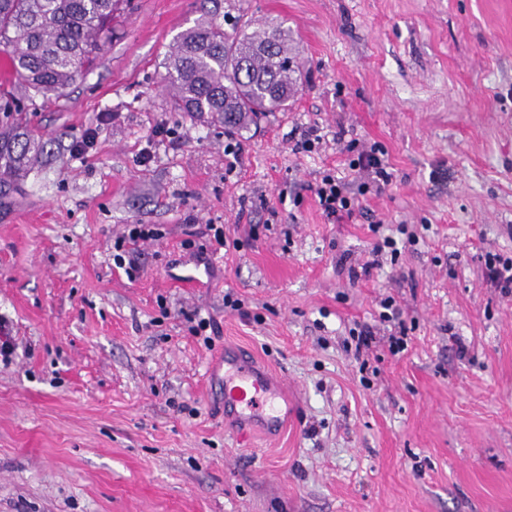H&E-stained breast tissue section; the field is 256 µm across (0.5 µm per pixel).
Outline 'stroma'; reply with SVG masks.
Segmentation results:
<instances>
[{"label": "stroma", "instance_id": "35a3bbf8", "mask_svg": "<svg viewBox=\"0 0 512 512\" xmlns=\"http://www.w3.org/2000/svg\"><path fill=\"white\" fill-rule=\"evenodd\" d=\"M203 17L287 27V111L230 137L171 110L167 51ZM102 40L63 95L23 100L45 146L0 191V512H512V298L480 259L512 257V0H131ZM313 125L322 148L295 152ZM342 129L394 178L360 197L370 218L332 224L310 187L359 184ZM197 223L240 246L184 288ZM133 224L159 236L131 280L114 243ZM400 227L415 244L350 282ZM386 295L413 329L396 357L378 337L363 372L350 330ZM228 344L287 386L274 442L240 439L206 392Z\"/></svg>", "mask_w": 512, "mask_h": 512}]
</instances>
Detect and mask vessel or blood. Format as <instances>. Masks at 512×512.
Returning <instances> with one entry per match:
<instances>
[{"label":"vessel or blood","mask_w":512,"mask_h":512,"mask_svg":"<svg viewBox=\"0 0 512 512\" xmlns=\"http://www.w3.org/2000/svg\"><path fill=\"white\" fill-rule=\"evenodd\" d=\"M281 390L274 386L252 359L239 352L224 354V410L248 435L250 427L261 425L267 436H277L288 411L278 403Z\"/></svg>","instance_id":"1"}]
</instances>
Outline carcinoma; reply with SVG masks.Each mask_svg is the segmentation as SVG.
<instances>
[{"instance_id": "carcinoma-1", "label": "carcinoma", "mask_w": 512, "mask_h": 512, "mask_svg": "<svg viewBox=\"0 0 512 512\" xmlns=\"http://www.w3.org/2000/svg\"><path fill=\"white\" fill-rule=\"evenodd\" d=\"M124 0H0V48L13 56L15 82L0 86V184L22 175L43 151L42 136L22 119L21 96L62 95L94 66ZM249 23L227 32L208 20L181 33L165 65L172 108L224 116L236 133L253 117L288 110L297 65L288 29Z\"/></svg>"}]
</instances>
